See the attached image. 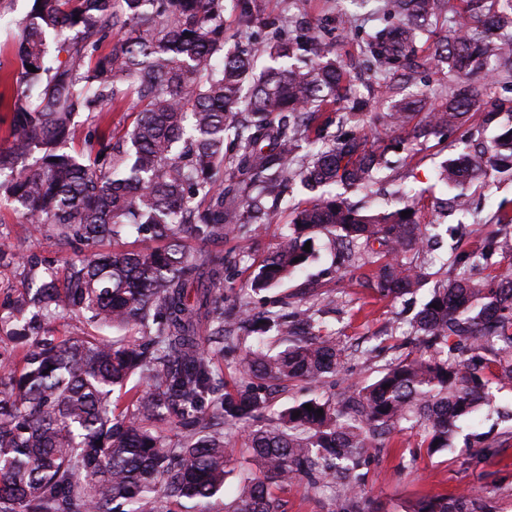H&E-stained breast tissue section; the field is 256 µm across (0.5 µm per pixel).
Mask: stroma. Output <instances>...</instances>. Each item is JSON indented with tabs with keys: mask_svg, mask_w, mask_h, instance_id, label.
<instances>
[{
	"mask_svg": "<svg viewBox=\"0 0 512 512\" xmlns=\"http://www.w3.org/2000/svg\"><path fill=\"white\" fill-rule=\"evenodd\" d=\"M260 22L247 29L250 41L259 42L284 18H296L312 28L318 39L329 44L336 61L346 65L351 80L348 94L368 102L375 122L372 133L385 141L402 140L401 150L389 153L370 191L351 192L350 204L378 211L400 207L403 195L415 205L420 224H440L446 229L441 247L428 259L429 286L401 299L380 296L376 290L359 286L361 270L339 264L335 236L318 234L313 242L315 258L282 287L266 291V298L282 292L304 296L325 312L329 327L345 350L340 385H366L377 378L385 365L406 352L408 321L430 296L431 284L445 280L454 256L474 252L480 240L497 228L501 216L512 217V174L491 173L470 186L469 211L455 209L456 191L438 179L446 161L464 149L490 143L512 126V79L473 78L480 93V106L462 127L421 139H406L404 131L383 119L393 100L423 93L429 103L440 104L448 96V69L435 66L432 57L438 40L448 33L438 24L432 37L417 42L414 62L418 73L413 84L385 89L381 76L361 68L368 33L386 23L384 0H253ZM30 8V0H0V68L18 71L13 44L18 24ZM312 199L300 182H288L281 200L270 213L262 231L250 244L248 258L229 265L224 273V296L243 302L251 295L250 282L264 258L282 242L296 209ZM23 217L12 207H0V235L7 237L17 259L8 274L0 276V315H8L12 303L31 286L25 259H38L65 279L69 262L88 253L83 242L63 246L48 236L24 234ZM376 512H411L420 498L453 495L468 489L490 506L492 512H512V388L494 393L493 407L481 408L463 418L451 448H427L421 429L404 432L401 442L392 443L360 470Z\"/></svg>",
	"mask_w": 512,
	"mask_h": 512,
	"instance_id": "1",
	"label": "stroma"
}]
</instances>
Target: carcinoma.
Returning a JSON list of instances; mask_svg holds the SVG:
<instances>
[{"label":"carcinoma","instance_id":"1","mask_svg":"<svg viewBox=\"0 0 512 512\" xmlns=\"http://www.w3.org/2000/svg\"><path fill=\"white\" fill-rule=\"evenodd\" d=\"M224 2L32 0L21 22L20 70L0 79V112L11 127L0 146V200L24 213L31 235L50 231L61 243L94 246L129 226L144 245L71 264L65 288L51 269L36 271L37 287L15 303L12 339L21 346L0 352V512H216L221 502L224 512H282L276 491L302 482L329 490L336 512H373L356 471L403 424L421 428L426 447L447 448L458 422L489 404L490 384L512 386V271L483 280L469 269L502 253L504 239L491 233L473 256L452 260L451 275L414 318L417 354L366 386L302 401L275 422L265 417L268 390L328 384L344 350L322 332L319 310L292 295L275 310H224V270L248 256L268 216L262 192L292 173L324 189L296 212L284 244L253 276L256 295L301 269L312 257L303 247L322 231L336 233L352 263L373 267L378 294H412L424 282L412 256L424 249L425 233L413 215L401 216L414 210L408 197L394 211L372 212L336 192L369 187L389 146L370 147L353 131L300 155L302 143L322 139L316 121L327 106L338 105L355 129L366 126L365 113L340 106L347 70L330 50L314 36L287 34V18L247 49L231 44ZM447 5L386 0L396 22L369 36V56L404 66ZM454 25L436 50L454 88L416 136L457 127L476 111L472 75L512 72L511 45L478 39L482 28H512V0H467ZM300 51L320 62L298 66ZM130 99L140 106L131 128L70 148L79 114L98 122L107 104ZM416 106L396 101L385 119L402 129ZM490 167L512 169V127L480 153L445 163L439 178L458 190L466 211L469 187ZM187 238L232 239V259L218 251L199 260L186 251ZM53 313L81 316L93 332L30 335L33 320ZM246 323L254 344L230 387L212 354L233 351ZM105 330H136L144 341L114 340ZM271 330L284 350L267 347ZM137 372L146 388L130 396L132 413L118 414L112 394ZM171 417L186 430L176 444L164 435ZM226 423L241 426L256 465L229 503L224 486L236 447ZM413 512L478 510L460 493L421 500Z\"/></svg>","mask_w":512,"mask_h":512}]
</instances>
